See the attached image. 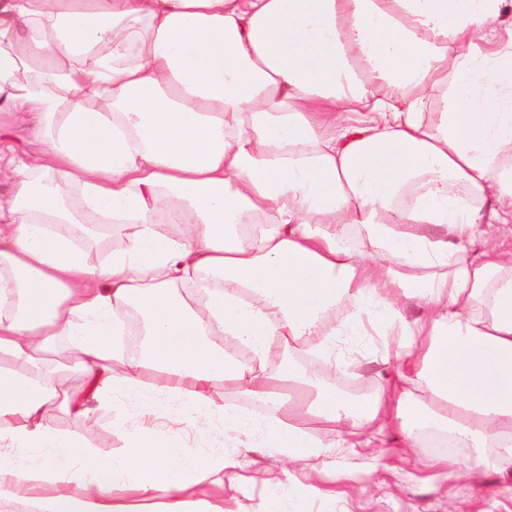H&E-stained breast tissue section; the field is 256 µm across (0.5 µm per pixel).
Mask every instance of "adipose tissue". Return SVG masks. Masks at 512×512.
Instances as JSON below:
<instances>
[{
	"label": "adipose tissue",
	"instance_id": "obj_1",
	"mask_svg": "<svg viewBox=\"0 0 512 512\" xmlns=\"http://www.w3.org/2000/svg\"><path fill=\"white\" fill-rule=\"evenodd\" d=\"M512 0H0V112L27 119L42 157L0 155L14 172L0 198V356L39 364L57 337L84 371L90 398L135 393L145 368L183 408L218 415L225 431L265 448L318 457L324 441L286 413L284 384L307 389L306 412L363 426L401 421L482 448V465L512 468ZM77 195V208L67 200ZM187 225L161 237L159 217ZM139 229L107 264L80 244L85 218ZM356 230L360 248L345 245ZM192 286L191 298L174 286ZM428 313L399 321L400 300ZM135 309L137 356L118 343L115 307ZM348 311L336 322L337 308ZM401 327L404 384L339 400L289 363L318 345L335 365L337 329ZM249 350L250 362L225 345ZM267 403L257 419L214 405L208 388ZM52 376L0 371V498L37 512H124L133 490L186 512L184 493L220 484L231 462L199 459L159 431H127L118 459L49 426ZM89 400L78 403L88 411ZM77 489L73 485L44 486L35 491L20 492L11 498L0 499V512H33L32 499L37 496L56 494L60 492H72Z\"/></svg>",
	"mask_w": 512,
	"mask_h": 512
}]
</instances>
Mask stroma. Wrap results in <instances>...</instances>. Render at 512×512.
Segmentation results:
<instances>
[{
  "label": "stroma",
  "mask_w": 512,
  "mask_h": 512,
  "mask_svg": "<svg viewBox=\"0 0 512 512\" xmlns=\"http://www.w3.org/2000/svg\"><path fill=\"white\" fill-rule=\"evenodd\" d=\"M39 143L28 122L0 118V150L25 158L38 153ZM136 230L132 224H98L85 248L93 263H107L113 252L123 250ZM67 337H58L45 353L43 367L53 373L60 392L82 398L87 378L69 359ZM403 370L401 338L347 336L336 349V367L324 371V384L344 400L371 399L383 388L398 383ZM48 423L59 433L84 440L98 456L112 458L125 451V430L145 425L134 396L115 393L95 412L79 414L59 405L46 411ZM168 436L184 451L198 457L225 456L236 463L239 481L225 487L204 486L186 493L188 512H197L199 500L223 507L224 512H267L268 484L303 478L328 468L336 504L310 494L308 512H512V498L498 495L501 475L486 471L469 449L458 451L459 478L435 479L432 447L406 448L400 426L392 424L379 441L367 448H330L317 458L287 459L265 448L251 447L244 436L225 437L217 417L203 413L171 414L165 420Z\"/></svg>",
  "instance_id": "stroma-1"
}]
</instances>
